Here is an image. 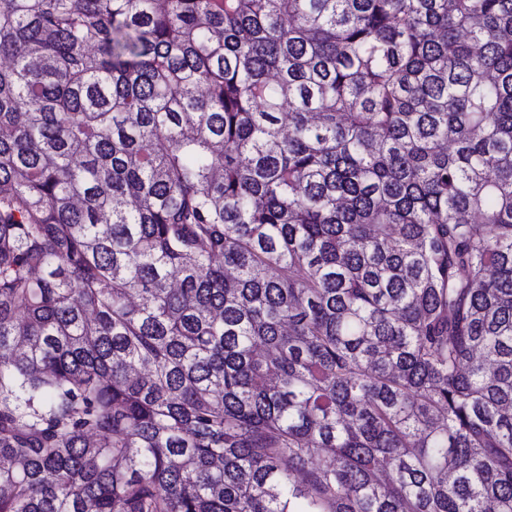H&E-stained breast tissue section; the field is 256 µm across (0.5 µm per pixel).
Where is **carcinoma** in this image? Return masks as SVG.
Masks as SVG:
<instances>
[{"instance_id": "cac0c4a2", "label": "carcinoma", "mask_w": 512, "mask_h": 512, "mask_svg": "<svg viewBox=\"0 0 512 512\" xmlns=\"http://www.w3.org/2000/svg\"><path fill=\"white\" fill-rule=\"evenodd\" d=\"M0 58V512H512V0H0Z\"/></svg>"}]
</instances>
